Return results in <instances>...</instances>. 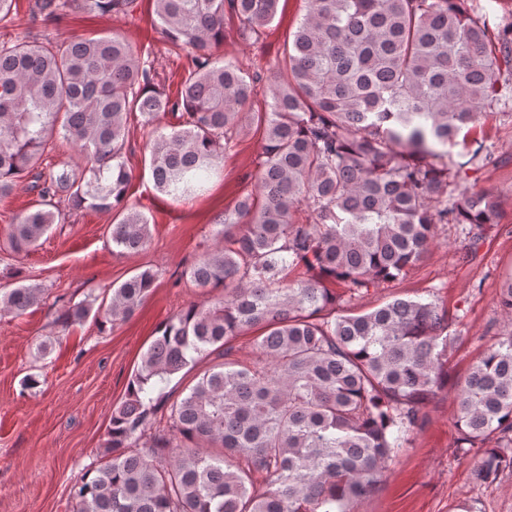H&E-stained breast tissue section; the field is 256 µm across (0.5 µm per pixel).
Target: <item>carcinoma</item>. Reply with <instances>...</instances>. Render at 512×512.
Returning <instances> with one entry per match:
<instances>
[{
    "mask_svg": "<svg viewBox=\"0 0 512 512\" xmlns=\"http://www.w3.org/2000/svg\"><path fill=\"white\" fill-rule=\"evenodd\" d=\"M160 33L189 57L180 92L156 88L151 66L122 36L61 42L24 36L0 46V197L30 179L41 208L17 217L9 240L27 252L70 209L113 211L112 245L143 250L146 215L126 204L121 161L128 118L147 126L178 115L180 128L146 144L155 188L174 200L205 189L221 157L263 128L255 192L224 211L219 241L183 271L221 288L165 323L112 409L106 461L73 486L74 512H351L375 491L419 414L448 387V311L396 298L340 314L352 296L396 281L435 244L439 224L499 223L493 196L448 187L486 166L476 149L448 168L445 148L498 103L495 76L512 39L491 34L468 0H306L270 100L255 78L215 50L224 20L258 41L279 0H153ZM134 0H35L38 13H106ZM61 137L87 159L45 171ZM303 276L290 280L291 271ZM146 267L112 289V321L133 315L154 288ZM44 289L0 291V312L22 314ZM498 304L508 323L453 390L459 438L475 483L512 472V276ZM92 303L67 309L80 322ZM257 356L226 345L252 329ZM221 361L170 404L167 433L141 444L164 385L198 359ZM266 488L257 489L259 482Z\"/></svg>",
    "mask_w": 512,
    "mask_h": 512,
    "instance_id": "cac0c4a2",
    "label": "carcinoma"
}]
</instances>
